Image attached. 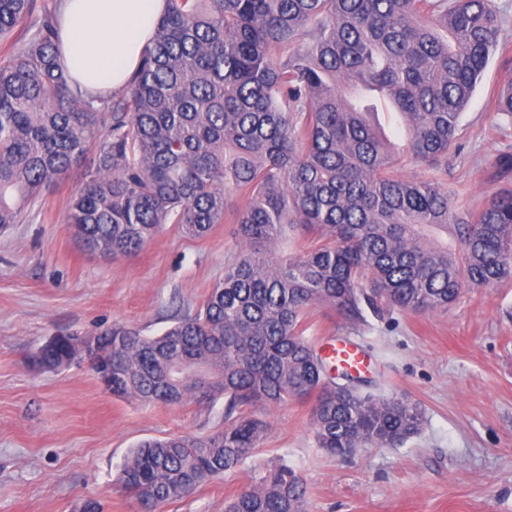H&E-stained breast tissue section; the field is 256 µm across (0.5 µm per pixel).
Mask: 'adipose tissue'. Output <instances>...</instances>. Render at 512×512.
<instances>
[{
  "mask_svg": "<svg viewBox=\"0 0 512 512\" xmlns=\"http://www.w3.org/2000/svg\"><path fill=\"white\" fill-rule=\"evenodd\" d=\"M165 0H63L61 62L81 90H121L138 70Z\"/></svg>",
  "mask_w": 512,
  "mask_h": 512,
  "instance_id": "ef3b65f1",
  "label": "adipose tissue"
}]
</instances>
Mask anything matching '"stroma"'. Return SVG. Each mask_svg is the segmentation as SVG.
Returning <instances> with one entry per match:
<instances>
[{
  "label": "stroma",
  "instance_id": "obj_1",
  "mask_svg": "<svg viewBox=\"0 0 512 512\" xmlns=\"http://www.w3.org/2000/svg\"><path fill=\"white\" fill-rule=\"evenodd\" d=\"M503 75L493 55L443 174L472 209L512 185V174L490 165L512 150V126L491 109ZM87 167L75 164L26 221L0 233V512H82L89 501L102 512H137L116 482L132 447L224 425L220 400L145 406L112 396L88 364L48 371L34 363L59 332L92 336L126 323L159 333L177 309L202 302L239 251L229 222L204 238L165 225L131 257L84 251L65 216ZM305 327L320 348L337 338L359 343L370 391L418 403L421 432L333 457L315 446L311 403L289 402L267 411L261 450L240 470L160 512H224L254 472L280 458L302 475L309 512H512V286L473 289L445 312L393 309L359 327L318 307Z\"/></svg>",
  "mask_w": 512,
  "mask_h": 512
}]
</instances>
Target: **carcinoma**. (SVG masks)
<instances>
[{"instance_id": "1", "label": "carcinoma", "mask_w": 512, "mask_h": 512, "mask_svg": "<svg viewBox=\"0 0 512 512\" xmlns=\"http://www.w3.org/2000/svg\"><path fill=\"white\" fill-rule=\"evenodd\" d=\"M35 0H0V39ZM496 0H167L126 89L89 97L59 67L57 10L0 61V230L19 224L97 141L65 223L81 246L132 256L165 224L189 236L224 223L241 248L193 312L145 335L117 324L83 350L57 334L47 370L85 361L106 390L143 405L224 399V428L140 442L118 481L144 512L191 496L259 451L261 414L313 401L316 447L333 456L402 444L421 407L361 390L304 335L309 309L347 325L385 308L445 311L473 288L512 285V187L467 211L444 180L404 176L373 100L402 118L406 152L434 171L493 52L506 81L495 117L512 125V58ZM298 230L318 240L279 251ZM452 231L453 248L434 238ZM225 512H308L306 487L279 460Z\"/></svg>"}]
</instances>
